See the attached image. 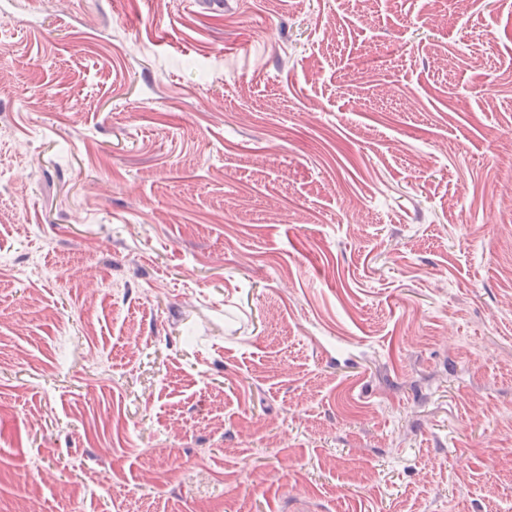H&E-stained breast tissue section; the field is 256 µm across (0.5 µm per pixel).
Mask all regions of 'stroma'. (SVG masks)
Segmentation results:
<instances>
[{
	"label": "stroma",
	"mask_w": 512,
	"mask_h": 512,
	"mask_svg": "<svg viewBox=\"0 0 512 512\" xmlns=\"http://www.w3.org/2000/svg\"><path fill=\"white\" fill-rule=\"evenodd\" d=\"M0 0V512H512V0Z\"/></svg>",
	"instance_id": "1"
}]
</instances>
